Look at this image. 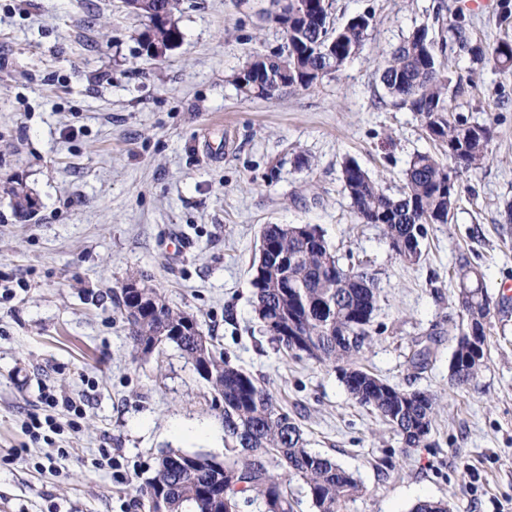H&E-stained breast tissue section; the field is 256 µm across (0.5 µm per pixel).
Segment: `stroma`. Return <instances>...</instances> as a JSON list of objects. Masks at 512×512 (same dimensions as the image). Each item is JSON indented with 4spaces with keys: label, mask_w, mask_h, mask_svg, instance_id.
Masks as SVG:
<instances>
[{
    "label": "stroma",
    "mask_w": 512,
    "mask_h": 512,
    "mask_svg": "<svg viewBox=\"0 0 512 512\" xmlns=\"http://www.w3.org/2000/svg\"><path fill=\"white\" fill-rule=\"evenodd\" d=\"M341 27L371 18L357 56L309 89L274 97L235 83L285 44L273 0H183L178 41L143 47L122 0H0V512H148L135 488L160 451L225 453L214 394L175 346L133 352L121 287L148 277L198 320L302 428L313 452L353 473L345 512H512V67L445 51L458 111L493 130L491 157L463 175L421 256L396 259L343 190L356 161L397 192L414 154L437 152L420 118L380 80L390 51L458 13L483 46L512 42V0H329ZM40 201L28 222L4 190ZM268 224H307L342 266L380 289L365 369L435 395L424 448L404 449L337 372L280 351L256 317L251 266ZM479 268L491 300L487 359L451 381L461 320L454 268ZM429 346L425 367L413 353ZM70 396L81 417L47 404ZM51 419L39 440L30 416Z\"/></svg>",
    "instance_id": "obj_1"
}]
</instances>
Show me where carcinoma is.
I'll use <instances>...</instances> for the list:
<instances>
[{
  "instance_id": "cac0c4a2",
  "label": "carcinoma",
  "mask_w": 512,
  "mask_h": 512,
  "mask_svg": "<svg viewBox=\"0 0 512 512\" xmlns=\"http://www.w3.org/2000/svg\"><path fill=\"white\" fill-rule=\"evenodd\" d=\"M138 15L152 20L155 12L167 13V24L148 27V40L167 44L179 39L174 20L181 0H137ZM351 19L335 28L325 0H288L274 21L287 43L272 57H259L242 75L246 92L272 96L284 87L309 89L331 70H339L359 52L370 17ZM440 48L446 47L498 67L512 66V44L506 41L484 48L472 43L464 21L448 20L441 30ZM381 81L398 105L416 113L432 139L448 148L444 157L418 153L405 172L401 189L390 194L357 163L343 169L344 191L361 224H379L387 240L414 239L420 247L424 225L446 224L457 201L459 185L448 191L451 175L480 167L489 157L491 126L471 122L456 112L459 93L448 79L429 38L419 28L405 39L386 61ZM7 195L15 214L29 215L33 192L23 184ZM296 226L268 224L261 239L269 247L262 267H252L255 310L265 331L285 352L293 351L282 331L295 323L309 340L306 356L331 363L340 373L348 393L363 406L377 410L400 436L404 447L424 446L430 433L436 398L420 391H404L358 365L364 345L372 339V316L379 298L376 282L367 272L344 269L331 254L323 237L303 239ZM137 293L121 289L120 300L128 338L137 352L175 345L194 369H212L202 380L220 402L224 435L239 455L226 457L216 467V457L201 453L168 451L157 458L152 476L137 487L149 512H238L258 502L263 512H294L295 501L287 480L303 481L315 512H344L346 503L362 492L361 482L332 460L307 448L301 428L250 372L235 367L215 350L213 337L201 343L192 332L194 316L176 311L165 294L140 279ZM486 289L472 293L463 309L458 335L474 320L486 336L491 309ZM459 369L452 374L461 388L484 365L469 344L456 339L452 354Z\"/></svg>"
}]
</instances>
